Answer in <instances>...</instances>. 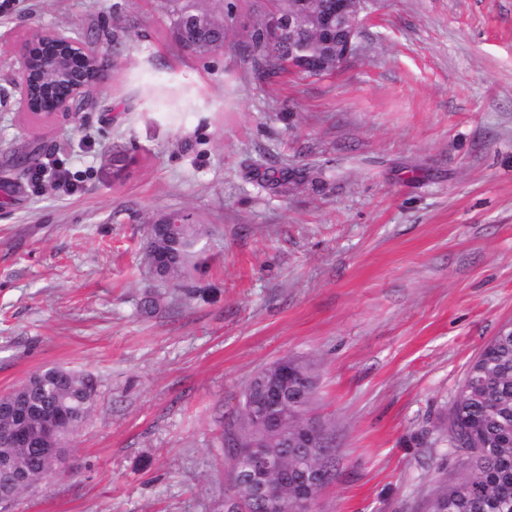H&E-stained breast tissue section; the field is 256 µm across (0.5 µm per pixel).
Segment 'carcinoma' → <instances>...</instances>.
<instances>
[{
  "label": "carcinoma",
  "mask_w": 512,
  "mask_h": 512,
  "mask_svg": "<svg viewBox=\"0 0 512 512\" xmlns=\"http://www.w3.org/2000/svg\"><path fill=\"white\" fill-rule=\"evenodd\" d=\"M259 16L242 45L243 54L254 68L264 73L294 72L317 77L334 72L336 30L326 28L321 17L329 10V0H257ZM176 42L193 47V53L207 56L224 43L227 28L222 14L204 6L202 0H163ZM299 9L303 18L292 30L279 37L267 35L271 13L286 15ZM311 179L309 173L270 174L277 187ZM205 230L200 224H186L177 235L164 225H150L147 256L166 257L165 273L180 282L187 277L196 247ZM288 367L283 385L288 420L284 433L266 434L257 425L262 381L279 375ZM40 385L27 390L24 399L38 408L63 404L77 415V424L85 422L90 408L84 404L85 389L91 381L76 375L64 384L57 379L56 368L38 373ZM318 376L314 365L298 357H283L259 370L248 382L249 393L236 420L224 428V441L236 437L247 443L258 439L273 454L284 456L297 478L313 470L327 468V460L314 448H299L294 434L305 420L314 401ZM448 447L460 453L458 476L439 486L427 501L430 512H512V327L501 329L468 365L448 414ZM32 470V482L44 479L34 471L40 462L35 448H0ZM312 503L297 497L294 488L281 489L279 498L256 501L235 484L224 491V512H309Z\"/></svg>",
  "instance_id": "carcinoma-1"
}]
</instances>
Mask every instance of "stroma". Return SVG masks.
Instances as JSON below:
<instances>
[{
	"label": "stroma",
	"mask_w": 512,
	"mask_h": 512,
	"mask_svg": "<svg viewBox=\"0 0 512 512\" xmlns=\"http://www.w3.org/2000/svg\"><path fill=\"white\" fill-rule=\"evenodd\" d=\"M252 3L203 57L157 0L0 12V394L54 366L96 386L68 470L13 512H224V426L286 355L314 363L336 442L315 512H425L458 471L449 409L512 326V0H375L358 53L304 79L253 70ZM63 28L116 67L34 126L19 51ZM30 147L33 180L12 166ZM284 169L324 183L261 179ZM170 210L206 228L186 297L147 258Z\"/></svg>",
	"instance_id": "obj_1"
}]
</instances>
